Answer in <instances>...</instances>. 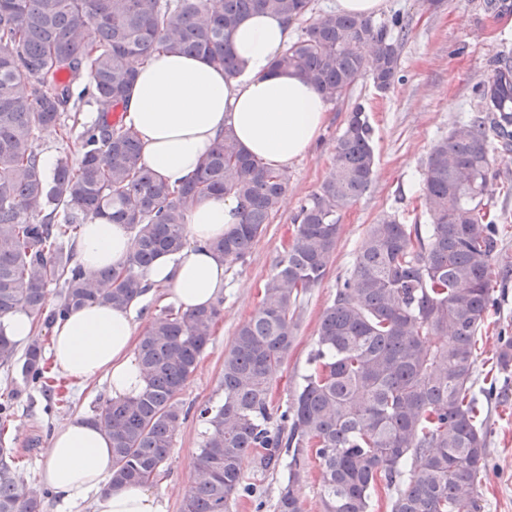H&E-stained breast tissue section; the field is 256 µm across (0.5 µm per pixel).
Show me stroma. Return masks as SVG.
<instances>
[{
    "label": "stroma",
    "mask_w": 512,
    "mask_h": 512,
    "mask_svg": "<svg viewBox=\"0 0 512 512\" xmlns=\"http://www.w3.org/2000/svg\"><path fill=\"white\" fill-rule=\"evenodd\" d=\"M396 12L410 24L398 81L381 93L366 74L348 99L329 104L316 145L288 170V193L266 234L253 245L245 263L224 271L222 313L208 349L179 396L184 406L221 401L224 350L238 326L259 308L263 284L292 239V218L300 201L317 191L332 169L335 139L352 102L364 104L375 130V172L369 190L341 215L338 245L324 279L302 299L296 340L274 383V398L280 403L291 397L308 368L320 315L349 276L368 226L384 213L410 214L419 209L431 149L464 113L475 108V89L491 76L492 57L502 51L512 53V0H439L435 5L430 0H383L380 16ZM97 118L95 104L82 101L69 120L70 137L61 138L51 128L44 130L36 141L38 152L78 164L79 135ZM496 208L506 213L508 221L499 227V254L494 261L497 285L480 340L487 357L500 342L512 338V193L499 195ZM486 371V365H478L473 385L480 417L488 428L487 456L479 478L481 512H512V371L499 374L494 381ZM21 388L13 401V415L0 432V446L13 450L22 477L36 483L52 433L76 416H92L110 394L100 379L83 386L66 382L56 395L36 385ZM202 431L201 423L191 416L174 436L169 463L152 485L164 512H181L195 476L188 462L199 455ZM243 473L255 485L260 500L238 502L232 512H275L279 490L288 476L286 467L264 466L259 456L251 454L244 461Z\"/></svg>",
    "instance_id": "stroma-1"
}]
</instances>
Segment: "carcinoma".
<instances>
[{"mask_svg": "<svg viewBox=\"0 0 512 512\" xmlns=\"http://www.w3.org/2000/svg\"><path fill=\"white\" fill-rule=\"evenodd\" d=\"M270 13L308 22L275 60L333 103L376 59L373 85L389 91L409 22L399 13L373 19L314 12V0H0V316L29 313L45 327L87 304L125 308L147 294L146 270L187 247L186 208L232 195L242 220L203 248L228 266L242 264L287 195L288 171L248 154L233 134L171 185L147 167L135 129L122 113L136 82L135 63L167 48L237 73L230 37L245 16ZM476 88L477 108L429 154L421 198L426 224L398 212L368 226L349 278L322 312L307 372L285 406L273 382L292 349L300 299L323 280L336 250L342 211L368 190L374 131L362 104L336 137L334 169L293 218L291 244L278 256L257 312L224 350L219 405L196 414L204 425L197 479L182 512H230L256 497L242 458L268 466L288 457V481L276 512H303L297 487L311 470L322 486V512H481L478 475L488 430L478 419L473 376L476 343L491 303L497 224L488 174L494 144L512 141V55L491 60ZM92 100L97 122L81 133L80 161L43 167L36 135L69 137V112ZM63 222H56L59 213ZM92 216L123 224L137 251L85 277L63 243ZM61 285L50 301V286ZM221 303L160 310L135 348L146 387L108 400L90 421L112 447L105 490L154 483L186 420L179 395L208 349ZM20 366L27 384L44 379L43 341L23 355L0 334V367ZM512 368V340L490 371ZM49 490L24 482L11 450L0 448V512H40Z\"/></svg>", "mask_w": 512, "mask_h": 512, "instance_id": "obj_1", "label": "carcinoma"}]
</instances>
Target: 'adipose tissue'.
<instances>
[{"label": "adipose tissue", "mask_w": 512, "mask_h": 512, "mask_svg": "<svg viewBox=\"0 0 512 512\" xmlns=\"http://www.w3.org/2000/svg\"><path fill=\"white\" fill-rule=\"evenodd\" d=\"M293 27L283 16L253 14L230 39L239 70L226 76L207 60L159 50L136 65L137 77L125 120L140 138L142 159L161 178L176 184L191 176L225 129L267 165L285 169L315 144L328 105L319 90L299 76L274 68L291 42ZM238 201L208 198L185 212L186 235L194 242L221 237L239 223ZM121 224L88 218L79 240L87 274L125 261L135 250ZM225 264L209 251L164 255L145 274L165 288L166 301L190 310L224 294ZM137 329L133 308L96 304L73 310L56 324L51 356L67 378L85 383L103 377L113 399L139 395L145 380L133 354ZM43 483L62 504L91 501L92 512H164L158 496L141 486L112 492V450L104 433L78 416L56 430L44 451Z\"/></svg>", "instance_id": "ef3b65f1"}]
</instances>
